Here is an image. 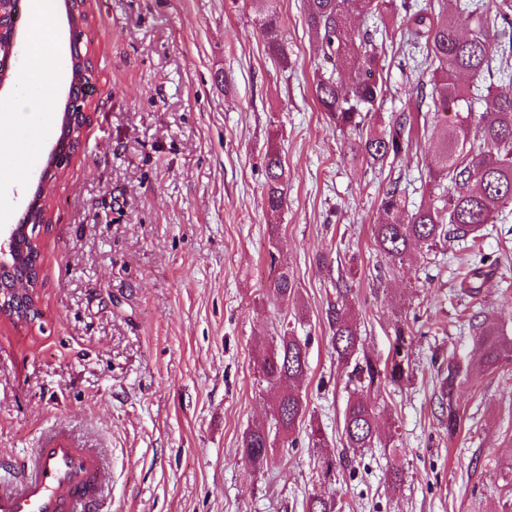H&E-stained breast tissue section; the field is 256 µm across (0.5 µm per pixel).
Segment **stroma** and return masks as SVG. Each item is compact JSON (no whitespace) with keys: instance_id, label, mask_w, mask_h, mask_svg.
Here are the masks:
<instances>
[{"instance_id":"35a3bbf8","label":"stroma","mask_w":512,"mask_h":512,"mask_svg":"<svg viewBox=\"0 0 512 512\" xmlns=\"http://www.w3.org/2000/svg\"><path fill=\"white\" fill-rule=\"evenodd\" d=\"M22 9L23 33L49 29L61 53L36 96L26 44L13 61L19 155L0 174L5 230L30 201L70 85L64 10L46 22L30 0ZM85 12L96 107L37 230L42 316L0 318V462L62 423L103 455L107 512H305L309 496L328 492L341 512H512V363L485 369L469 324L479 312L512 338V217L473 241L412 245L414 263L397 267L371 239L392 180L412 207L438 194L428 168L441 125L424 119L432 100H417L428 75L392 58L371 124L406 115L412 148L374 169L313 101L324 62L304 0H285V66L250 0H86ZM272 148L288 197L276 216L263 201ZM280 262L295 287L285 303L268 288ZM476 267L472 302L460 288ZM342 287L360 352L385 361L398 329L411 334L412 378L372 393L378 440L358 452L342 435L353 366L329 346L327 311ZM284 327L308 341L307 420L296 447L274 440L255 468L242 435L275 406L257 357ZM452 358L472 369L453 437L437 399ZM313 424L324 447L306 435ZM392 470L402 483L388 481Z\"/></svg>"}]
</instances>
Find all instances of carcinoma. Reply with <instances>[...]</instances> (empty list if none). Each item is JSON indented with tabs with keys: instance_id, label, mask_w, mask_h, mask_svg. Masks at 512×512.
I'll use <instances>...</instances> for the list:
<instances>
[{
	"instance_id": "1",
	"label": "carcinoma",
	"mask_w": 512,
	"mask_h": 512,
	"mask_svg": "<svg viewBox=\"0 0 512 512\" xmlns=\"http://www.w3.org/2000/svg\"><path fill=\"white\" fill-rule=\"evenodd\" d=\"M19 0H3L9 11L6 27L0 30V65L11 45L19 44L15 37L19 16ZM255 20L269 53L283 66L288 56L280 38L284 0H252ZM386 0H305L308 25L315 33L323 58L329 67L316 73L312 93L320 110L336 124L342 133L354 136L351 149L362 155L370 166L406 155L410 138L405 136L406 122L398 121L387 130L377 131L368 126V116L386 95L383 80L386 52L377 35L387 26L375 30H356L348 25V15L359 12L371 18H380ZM404 11L406 42L411 47L408 59L413 67L429 70L432 74L431 96L440 112H452L454 118L444 123L430 175L442 183L445 193L440 204L421 206L405 219L395 218L373 227V242L378 251L395 263L412 259L411 242L433 245L448 236L473 239L480 236L485 225L495 223L507 205L512 204V0H464L457 11L434 9L432 3L419 0H400ZM464 13L474 22L471 33H459V14ZM508 39L500 54L499 83L482 87L476 83L484 73L492 71V58L487 43L490 39ZM70 67L86 72L84 83L76 88L74 102L85 103L96 90L95 69L87 54L73 48ZM354 71V77L345 82L341 73ZM472 77L462 83L459 77ZM481 101L484 111L472 116L473 103ZM483 145L480 156L471 155L467 145L471 140ZM265 206L276 214L287 206L285 168L279 152L270 150L264 159ZM405 204L398 185H392L383 194L382 209L387 214L398 212ZM20 249L16 264L24 269L32 261L33 236L18 231ZM482 275L475 268L462 280V293L474 299L480 294L475 279ZM277 300L286 302L294 294L288 267L282 266L269 284ZM331 346L337 358L349 362L358 350V328L346 301L339 295L329 307ZM476 336L483 349L484 367L492 370L501 362L512 360V340H506L484 324L476 327ZM405 336H396L392 356L384 363L365 356L356 364L355 376L360 391L351 397L345 407L343 431L346 445L354 450L372 448L376 438V418L370 393L387 384H401L410 379V363L405 353ZM308 342L284 330L275 344L259 357V367L265 380L277 388L276 415L270 424L258 423L243 434L242 458L255 467L263 466L271 447V435H279L291 448L296 447V428L305 417L306 403L299 391V383L307 373ZM470 368L458 361H448V373L440 375L441 409L447 411L448 437H454L462 428V419L455 394L461 382L468 378ZM306 512H336V503L330 496L311 495Z\"/></svg>"
}]
</instances>
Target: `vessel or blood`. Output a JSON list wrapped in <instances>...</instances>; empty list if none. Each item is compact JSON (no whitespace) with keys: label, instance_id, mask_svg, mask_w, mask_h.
<instances>
[{"label":"vessel or blood","instance_id":"b4317fda","mask_svg":"<svg viewBox=\"0 0 512 512\" xmlns=\"http://www.w3.org/2000/svg\"><path fill=\"white\" fill-rule=\"evenodd\" d=\"M105 475L95 449L56 429L0 479V512H101Z\"/></svg>","mask_w":512,"mask_h":512}]
</instances>
